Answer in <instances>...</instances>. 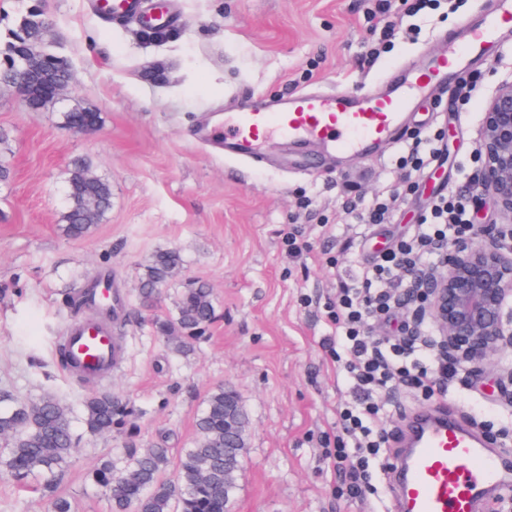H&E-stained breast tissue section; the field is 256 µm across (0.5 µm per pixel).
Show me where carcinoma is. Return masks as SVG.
Returning a JSON list of instances; mask_svg holds the SVG:
<instances>
[{"instance_id": "obj_1", "label": "carcinoma", "mask_w": 512, "mask_h": 512, "mask_svg": "<svg viewBox=\"0 0 512 512\" xmlns=\"http://www.w3.org/2000/svg\"><path fill=\"white\" fill-rule=\"evenodd\" d=\"M47 29L28 30V47L40 54L47 51ZM65 123L99 121L97 113L76 108L64 113ZM68 207L63 215L64 231L72 239L84 237L111 207L110 185L92 176L85 160L73 164L67 181ZM181 265L180 253H156L145 271L141 294L149 303L158 288ZM210 288L195 283L179 299L175 319L155 322L156 332L176 350L189 344L214 318ZM133 412L110 392H97L82 403V418L88 434L110 435L131 424ZM230 424L244 440L247 416L237 394L224 387L212 391L196 421L193 447L179 457L174 478L163 474L170 465L169 449H134L118 468L110 458L99 459L89 478L108 494L112 512H224L230 502L243 449L224 446V424ZM78 444L64 402L53 395L35 401L22 400L7 389L0 390V473L22 485L34 476L43 478L40 491L49 498L51 512H72L71 501L57 493V480Z\"/></svg>"}]
</instances>
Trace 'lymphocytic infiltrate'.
Listing matches in <instances>:
<instances>
[{
    "label": "lymphocytic infiltrate",
    "mask_w": 512,
    "mask_h": 512,
    "mask_svg": "<svg viewBox=\"0 0 512 512\" xmlns=\"http://www.w3.org/2000/svg\"><path fill=\"white\" fill-rule=\"evenodd\" d=\"M467 208V196L459 189L436 198L411 237L361 263L355 283L340 284L329 302L334 331L323 343L337 348L336 361L350 393L337 411L336 446L328 451L338 464V496L368 503L381 500L373 474L389 463L386 399L395 387L415 389L428 400L448 390L452 369L437 366L426 334L373 336L368 329L401 308L407 268L437 256L449 234L468 232Z\"/></svg>",
    "instance_id": "f902f5d3"
}]
</instances>
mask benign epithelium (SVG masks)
<instances>
[{
  "label": "benign epithelium",
  "instance_id": "7a95c632",
  "mask_svg": "<svg viewBox=\"0 0 512 512\" xmlns=\"http://www.w3.org/2000/svg\"><path fill=\"white\" fill-rule=\"evenodd\" d=\"M26 27L11 37V83L27 101L48 103L69 86L58 76L70 69L59 56H32ZM478 184L488 203L507 216L505 224L475 226L455 238L430 268H410V302L418 304L412 335L433 327L431 346L469 374L496 360L500 377L512 384V81L501 82L483 106L479 127Z\"/></svg>",
  "mask_w": 512,
  "mask_h": 512
}]
</instances>
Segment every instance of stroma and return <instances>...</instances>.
<instances>
[{
	"label": "stroma",
	"instance_id": "1",
	"mask_svg": "<svg viewBox=\"0 0 512 512\" xmlns=\"http://www.w3.org/2000/svg\"><path fill=\"white\" fill-rule=\"evenodd\" d=\"M158 3L177 22L153 41L138 21L100 15L93 0H0V47L29 7L41 6L52 19L50 48L73 74L64 100L37 112L0 81L11 170L0 183V387L28 400L52 393L68 406L79 446L57 490L75 512H111L87 477L100 457L120 466L134 448L161 446L175 459L192 447L204 401L221 386L237 393L248 420L231 512H370L333 493L325 440L336 432L346 388L322 344L326 303L340 282L353 281L359 260L413 235L430 201L479 169L484 100L512 80V54L474 67L481 91L470 100L452 91L428 99L417 128L442 137L445 150L424 176L401 171L402 143L378 160L338 156L286 169L276 160L288 144L272 138V162L259 169L225 159L190 129L212 114L230 116L252 94L276 100L296 90L362 89L392 67L446 50L444 36L474 20L481 0H436L417 13L407 0H391L396 27L388 38L368 0H147ZM72 108L97 112V131L68 130L62 115ZM80 157L110 184L112 206L72 239L62 216ZM381 191L398 201L366 242L360 215L344 213L342 203L357 196L367 205ZM167 249L179 251L180 274L144 306V269ZM104 271L126 298L125 315L112 323L125 358L111 380L94 384L59 369L55 339L73 317L67 294ZM198 281L212 288L215 315L178 352L154 323L174 318L183 289ZM451 384L452 407L478 430L493 428L495 450L511 463L512 405L496 371L456 374ZM97 390L133 410L132 426L107 437L85 432L82 401ZM39 485L35 478L21 490L0 474V512H49Z\"/></svg>",
	"mask_w": 512,
	"mask_h": 512
}]
</instances>
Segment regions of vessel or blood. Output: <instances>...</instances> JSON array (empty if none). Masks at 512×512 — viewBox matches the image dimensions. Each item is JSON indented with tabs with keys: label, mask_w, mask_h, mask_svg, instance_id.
Segmentation results:
<instances>
[{
	"label": "vessel or blood",
	"mask_w": 512,
	"mask_h": 512,
	"mask_svg": "<svg viewBox=\"0 0 512 512\" xmlns=\"http://www.w3.org/2000/svg\"><path fill=\"white\" fill-rule=\"evenodd\" d=\"M112 19L138 17L139 0H95ZM512 29V0H483L476 20L448 38L445 54L428 59L411 74L394 73L377 90L321 93L299 91L268 104L254 98L224 127V155L259 161L264 141L279 137L306 156L309 149L362 158L402 139L417 122L420 101L435 87L456 83L469 64L512 50L503 33ZM92 307L88 319L67 323L58 344L67 374L105 382L119 370L123 345L112 330L114 304L104 288L80 292ZM407 453L399 467L400 512H478L489 487L506 494L502 463L470 422L439 402L408 418Z\"/></svg>",
	"instance_id": "b4317fda"
}]
</instances>
